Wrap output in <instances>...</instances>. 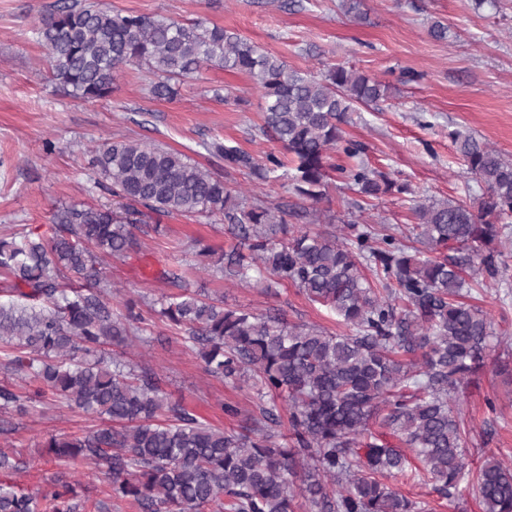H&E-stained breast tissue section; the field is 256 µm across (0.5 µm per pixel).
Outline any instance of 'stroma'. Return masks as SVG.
Wrapping results in <instances>:
<instances>
[{
    "mask_svg": "<svg viewBox=\"0 0 512 512\" xmlns=\"http://www.w3.org/2000/svg\"><path fill=\"white\" fill-rule=\"evenodd\" d=\"M115 12L161 15L177 21L196 17L237 33L286 60L290 67L319 71L330 63L376 77L387 85L377 103L355 105L343 129L363 146L354 158L335 163L366 164L409 183L421 195L476 206L483 189L468 174L448 137L468 131L512 160V0L476 7L474 0H360L347 12L341 0H99ZM58 0H0V238H10L51 223L54 212L71 205L112 206L111 193L95 186L89 164L95 148L113 138L145 140L181 152L222 175L232 187L264 202L287 206L289 229L304 227L300 204L288 188V171L262 183L246 171L211 157L207 143L221 139L260 159L282 155L279 144L260 131L261 99L243 73L204 68L181 81L171 100L154 99L152 78L124 67L112 96L83 102L49 79V64L35 27ZM448 27L439 41L434 22ZM409 196L386 194L368 200L363 217L408 235L416 219ZM144 230L128 257L113 259L110 272L119 298L147 315L145 298L164 292L154 281L160 267L183 272L185 289L223 300L225 307L263 312L281 310L289 322L315 324L332 333L344 327L326 307L308 301L298 289L275 278L234 284L201 269L197 245L231 252L237 243L226 222L216 218L147 213ZM505 264L486 287L473 289L470 301L488 313L502 344L488 353L484 370L459 394L468 466L452 498L432 482L408 476L386 483L426 512H483L474 477L484 456L512 465V375L497 373L504 346L512 347V224L502 235ZM133 364L149 365L163 380L171 400L205 417L213 426L240 429L258 415L259 402L247 390L208 375L200 357L182 336L118 349ZM235 414H227L225 406ZM14 429L0 435V453L20 470H0V482L18 484L40 496L57 480L76 484L79 499L102 502L103 512H133L111 496L103 472L82 460L48 459L43 443L52 434H78L98 418L69 408L58 398L29 413L14 415Z\"/></svg>",
    "mask_w": 512,
    "mask_h": 512,
    "instance_id": "35a3bbf8",
    "label": "stroma"
}]
</instances>
